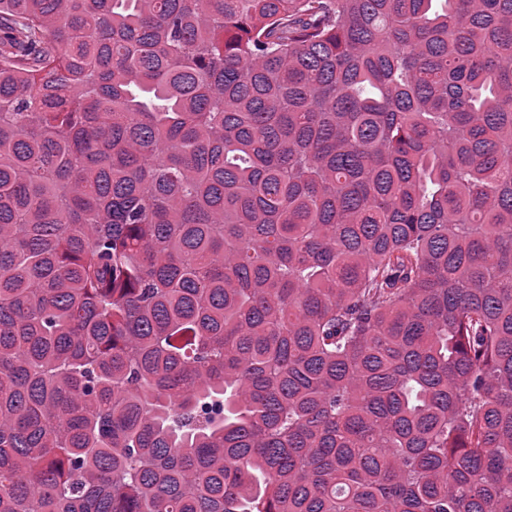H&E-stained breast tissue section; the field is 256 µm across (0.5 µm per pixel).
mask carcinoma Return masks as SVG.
Listing matches in <instances>:
<instances>
[{
    "label": "carcinoma",
    "mask_w": 512,
    "mask_h": 512,
    "mask_svg": "<svg viewBox=\"0 0 512 512\" xmlns=\"http://www.w3.org/2000/svg\"><path fill=\"white\" fill-rule=\"evenodd\" d=\"M0 512H512V0H0Z\"/></svg>",
    "instance_id": "cac0c4a2"
}]
</instances>
